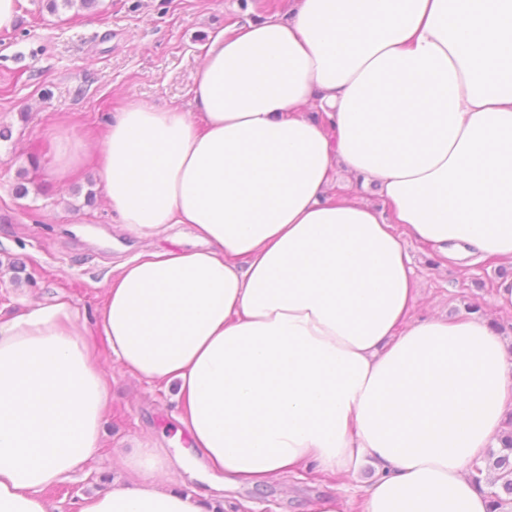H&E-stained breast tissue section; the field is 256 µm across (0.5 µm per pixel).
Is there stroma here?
<instances>
[{"mask_svg": "<svg viewBox=\"0 0 512 512\" xmlns=\"http://www.w3.org/2000/svg\"><path fill=\"white\" fill-rule=\"evenodd\" d=\"M287 8L288 0H97L89 10L53 13L47 0H18L14 28L0 32V128L12 132L10 140H0V313L14 314L30 300L69 299L112 390L89 470L46 493L53 512H78L86 498L110 490L120 476L112 468L116 451L147 442L184 457L190 446L177 422L176 387L155 386L121 368L97 330L106 280L123 261L157 245L125 231L109 210L98 192L97 149L129 98L158 108L188 107L212 34ZM62 135L86 147L66 178L49 167ZM22 181L29 193L20 198L14 188ZM91 190L96 197L90 205ZM409 250L425 310L453 317L475 303L512 339V314L493 305L499 279L494 260L444 268L433 265L425 247L413 243ZM374 474L368 460L354 482L309 471L263 486H228L207 483L191 462L182 478L224 512H306L325 496L358 504Z\"/></svg>", "mask_w": 512, "mask_h": 512, "instance_id": "obj_1", "label": "stroma"}]
</instances>
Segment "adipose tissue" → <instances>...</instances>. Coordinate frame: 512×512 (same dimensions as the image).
Masks as SVG:
<instances>
[{"mask_svg":"<svg viewBox=\"0 0 512 512\" xmlns=\"http://www.w3.org/2000/svg\"><path fill=\"white\" fill-rule=\"evenodd\" d=\"M190 95L128 100L99 149L120 224L161 241L106 283L117 363L177 385L225 483L352 480L369 457L361 512H492L471 473L512 416V348L479 312L413 316L405 243L498 260L512 313V0H292L211 37ZM340 169L381 204L334 190ZM110 401L70 301L0 318V512H50ZM178 463L117 454L78 512H211Z\"/></svg>","mask_w":512,"mask_h":512,"instance_id":"obj_1","label":"adipose tissue"}]
</instances>
